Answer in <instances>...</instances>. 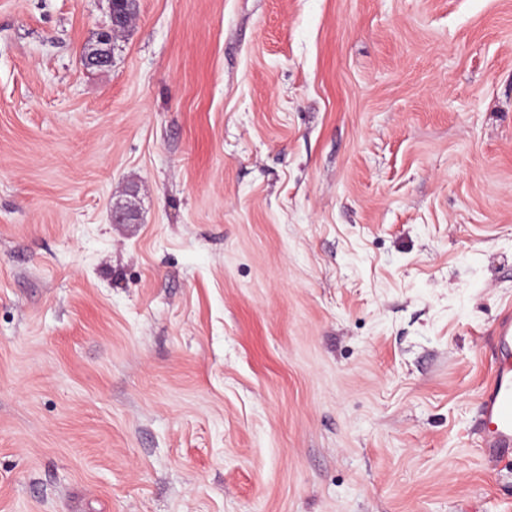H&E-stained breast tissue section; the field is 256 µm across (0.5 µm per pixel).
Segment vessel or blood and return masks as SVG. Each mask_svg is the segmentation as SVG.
I'll use <instances>...</instances> for the list:
<instances>
[{
  "instance_id": "obj_1",
  "label": "vessel or blood",
  "mask_w": 512,
  "mask_h": 512,
  "mask_svg": "<svg viewBox=\"0 0 512 512\" xmlns=\"http://www.w3.org/2000/svg\"><path fill=\"white\" fill-rule=\"evenodd\" d=\"M492 381L480 403V441L489 462L512 464V315L501 317L494 331Z\"/></svg>"
}]
</instances>
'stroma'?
<instances>
[{"label":"stroma","instance_id":"obj_1","mask_svg":"<svg viewBox=\"0 0 512 512\" xmlns=\"http://www.w3.org/2000/svg\"><path fill=\"white\" fill-rule=\"evenodd\" d=\"M109 24L0 0V512H512V0ZM492 381L483 390L479 433L489 462L512 465V315L501 317L494 331Z\"/></svg>","mask_w":512,"mask_h":512}]
</instances>
